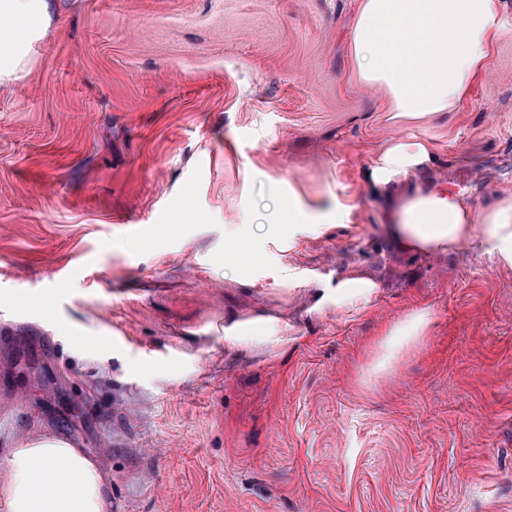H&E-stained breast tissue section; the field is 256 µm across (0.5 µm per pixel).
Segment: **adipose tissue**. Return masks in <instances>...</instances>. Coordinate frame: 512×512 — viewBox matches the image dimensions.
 Instances as JSON below:
<instances>
[{
    "label": "adipose tissue",
    "instance_id": "obj_1",
    "mask_svg": "<svg viewBox=\"0 0 512 512\" xmlns=\"http://www.w3.org/2000/svg\"><path fill=\"white\" fill-rule=\"evenodd\" d=\"M504 0H358L351 32L357 79L382 92L391 111L431 118L458 111L488 74L487 50L504 30ZM431 143L395 137L364 177L376 193L421 176L434 160ZM389 235L405 251L429 254L479 243L512 266V195L474 212L464 194L430 183L392 212ZM337 309L364 308L378 284L361 275L337 280ZM431 322L420 308L383 330L378 368L417 345ZM109 477L99 459L58 437L21 436L0 463V512H110Z\"/></svg>",
    "mask_w": 512,
    "mask_h": 512
}]
</instances>
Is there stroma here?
Here are the masks:
<instances>
[{
  "instance_id": "stroma-1",
  "label": "stroma",
  "mask_w": 512,
  "mask_h": 512,
  "mask_svg": "<svg viewBox=\"0 0 512 512\" xmlns=\"http://www.w3.org/2000/svg\"><path fill=\"white\" fill-rule=\"evenodd\" d=\"M50 2L0 85V458L86 449L112 512H512V268L399 250L364 182L417 136L424 181L512 194V0L463 110L410 122L352 73L355 0ZM356 270L373 303L321 306ZM430 322L429 310L420 308L407 313L398 321L388 324L383 330L384 338L381 342L376 369L387 368L396 352L417 345L423 336H426Z\"/></svg>"
}]
</instances>
